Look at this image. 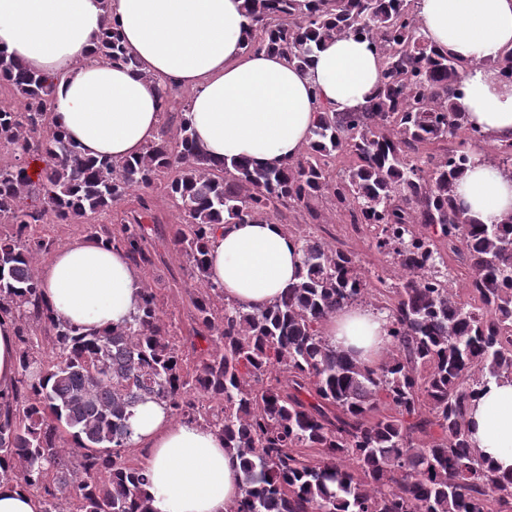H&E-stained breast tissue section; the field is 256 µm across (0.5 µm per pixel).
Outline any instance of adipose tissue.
Returning a JSON list of instances; mask_svg holds the SVG:
<instances>
[{
  "instance_id": "ef3b65f1",
  "label": "adipose tissue",
  "mask_w": 512,
  "mask_h": 512,
  "mask_svg": "<svg viewBox=\"0 0 512 512\" xmlns=\"http://www.w3.org/2000/svg\"><path fill=\"white\" fill-rule=\"evenodd\" d=\"M243 2L0 0V49L51 79L52 120L86 155L139 156L159 132L160 90L179 86L191 93L194 137L213 158L278 165L309 145L320 106L352 112L365 105L380 64L359 36L324 41L302 69L277 54L245 51ZM418 18L429 42L467 64L458 104L472 127L512 142V84L490 65L512 49V0H420ZM110 24L120 26L138 69L100 55ZM457 193L480 223L512 213V179L486 162L466 170ZM300 263L294 238L278 224H225L212 238V282L250 310L271 304ZM38 282L55 316L84 330L125 325L140 303L139 273L124 251L94 241L58 248ZM387 325L385 313L358 303L336 311L322 331L333 348H361L371 365L390 347ZM470 420L480 454L512 469V382H488ZM130 424L154 512H232L239 462L221 435L152 401L135 408Z\"/></svg>"
}]
</instances>
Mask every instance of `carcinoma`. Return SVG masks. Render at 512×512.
I'll use <instances>...</instances> for the list:
<instances>
[{"mask_svg": "<svg viewBox=\"0 0 512 512\" xmlns=\"http://www.w3.org/2000/svg\"><path fill=\"white\" fill-rule=\"evenodd\" d=\"M250 51L308 65L325 40L365 35L381 62L375 94L356 112H318L299 157L259 168L212 159L188 112L124 161L84 155L51 120V83L0 50V144L20 162L0 165V317L16 326L19 371L0 393V483L40 492V512H152L145 466L130 457L129 418L140 403L165 405L224 437L239 461L233 512H512V473L486 466L468 413L489 380L512 381V215L471 219L456 197L477 148L512 178V142L488 140L458 107L467 63L435 49L417 0H244ZM103 56L139 66L117 26ZM491 65L512 81V51ZM351 162L336 175L329 163ZM159 188L178 207L172 242L196 282L194 326L177 336L157 296L141 288L131 322L83 332L53 316L35 261L53 242L39 224H70L110 211L113 228L90 236L153 265L143 220L126 211L135 190ZM36 197L33 208L27 199ZM327 203L363 226L402 281H371L359 258L299 235L297 281L250 311L224 300L210 279L209 243L220 224H282ZM465 266L478 305L462 301L437 248ZM368 302L387 312L391 346L377 365L333 348L322 326L337 310ZM55 356L36 354L37 332Z\"/></svg>", "mask_w": 512, "mask_h": 512, "instance_id": "1", "label": "carcinoma"}]
</instances>
